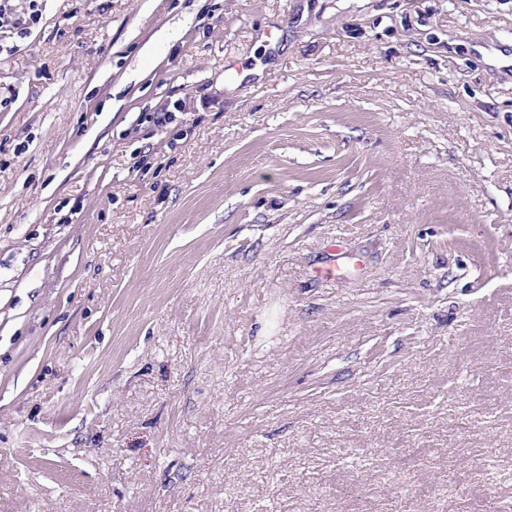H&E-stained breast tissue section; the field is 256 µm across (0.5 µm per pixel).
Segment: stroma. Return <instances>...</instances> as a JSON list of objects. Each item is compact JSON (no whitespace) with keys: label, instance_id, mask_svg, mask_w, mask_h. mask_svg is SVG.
Masks as SVG:
<instances>
[{"label":"stroma","instance_id":"stroma-1","mask_svg":"<svg viewBox=\"0 0 512 512\" xmlns=\"http://www.w3.org/2000/svg\"><path fill=\"white\" fill-rule=\"evenodd\" d=\"M5 9L0 512H512V0Z\"/></svg>","mask_w":512,"mask_h":512}]
</instances>
